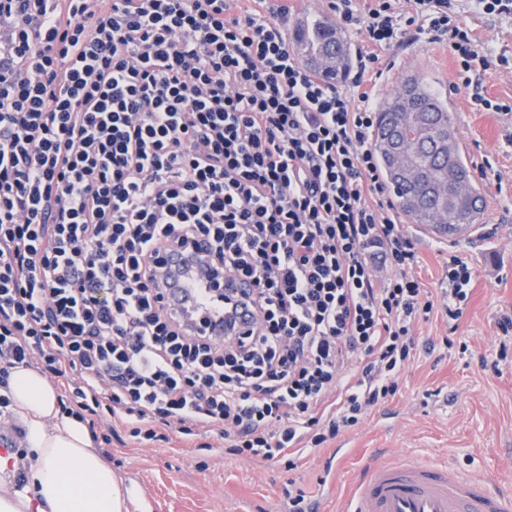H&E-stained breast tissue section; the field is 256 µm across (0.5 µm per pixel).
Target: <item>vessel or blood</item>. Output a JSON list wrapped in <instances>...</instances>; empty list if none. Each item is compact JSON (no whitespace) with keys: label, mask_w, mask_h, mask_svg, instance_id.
<instances>
[{"label":"vessel or blood","mask_w":512,"mask_h":512,"mask_svg":"<svg viewBox=\"0 0 512 512\" xmlns=\"http://www.w3.org/2000/svg\"><path fill=\"white\" fill-rule=\"evenodd\" d=\"M198 298L216 335L224 333V307L197 277L177 283ZM345 512H512V496L483 478L435 460L384 462L370 466L356 485Z\"/></svg>","instance_id":"b4317fda"}]
</instances>
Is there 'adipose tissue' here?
Instances as JSON below:
<instances>
[{
  "label": "adipose tissue",
  "mask_w": 512,
  "mask_h": 512,
  "mask_svg": "<svg viewBox=\"0 0 512 512\" xmlns=\"http://www.w3.org/2000/svg\"><path fill=\"white\" fill-rule=\"evenodd\" d=\"M10 397L24 450L0 456V512H129L137 504L88 428L60 415L50 381L31 368L13 369ZM20 470L25 482L18 487L13 477Z\"/></svg>",
  "instance_id": "adipose-tissue-1"
}]
</instances>
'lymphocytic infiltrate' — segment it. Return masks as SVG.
Here are the masks:
<instances>
[{"instance_id":"lymphocytic-infiltrate-1","label":"lymphocytic infiltrate","mask_w":512,"mask_h":512,"mask_svg":"<svg viewBox=\"0 0 512 512\" xmlns=\"http://www.w3.org/2000/svg\"><path fill=\"white\" fill-rule=\"evenodd\" d=\"M234 0H0V434L13 369L54 384L61 414L111 445L218 436L296 458L396 394L413 331L457 320L474 271L453 254L440 301L411 270L372 137L376 100L300 65L283 30ZM328 0L379 51L410 27L446 42L459 84L508 67L455 0ZM247 284L224 335L169 297L164 253ZM252 322L237 331L239 306Z\"/></svg>"}]
</instances>
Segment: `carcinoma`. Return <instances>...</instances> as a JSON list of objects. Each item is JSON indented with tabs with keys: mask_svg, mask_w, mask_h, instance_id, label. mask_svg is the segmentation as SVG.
Instances as JSON below:
<instances>
[{
	"mask_svg": "<svg viewBox=\"0 0 512 512\" xmlns=\"http://www.w3.org/2000/svg\"><path fill=\"white\" fill-rule=\"evenodd\" d=\"M290 47L300 54L327 82L343 79L348 73L352 56L342 31L335 23L322 18L304 19L294 27ZM411 109L418 113L420 124L427 126L429 134L417 136L407 142L414 156L431 155L429 174L435 181L457 178L469 185L468 195L448 206V223L476 226L482 223L484 204L482 192L473 179L469 166L459 147H454L453 160L439 155L430 141L447 135L454 139L455 122L448 101L422 79L407 75L388 94L375 128L374 149L387 183L402 212L412 224H435L440 203L436 197H426L417 204L410 202L415 193L413 186L399 183L391 176V160L387 145L397 124V113Z\"/></svg>",
	"mask_w": 512,
	"mask_h": 512,
	"instance_id": "1",
	"label": "carcinoma"
}]
</instances>
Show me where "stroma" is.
<instances>
[{
  "label": "stroma",
  "mask_w": 512,
  "mask_h": 512,
  "mask_svg": "<svg viewBox=\"0 0 512 512\" xmlns=\"http://www.w3.org/2000/svg\"><path fill=\"white\" fill-rule=\"evenodd\" d=\"M262 12L285 30L301 15H332L323 0H265ZM458 13L480 45L512 61V14H484L472 0H458ZM381 57L395 65L380 96L407 73L447 95L485 198L484 219L471 240L450 246L429 239L418 225L407 227L418 247L413 272L432 300L448 285L449 250L469 262L475 280L467 308L457 321L437 315L417 325L416 336L432 341L433 351H418L394 397L296 470L201 450L178 437L154 445L131 437L113 443L112 470L137 491L144 512H286L291 479L309 492L315 512H342L365 464L376 460L432 458L512 494V332L496 324L500 313L512 310V114L486 112L475 102L479 94L512 99V69L480 70L470 87H455L448 46L414 29Z\"/></svg>",
  "instance_id": "35a3bbf8"
}]
</instances>
